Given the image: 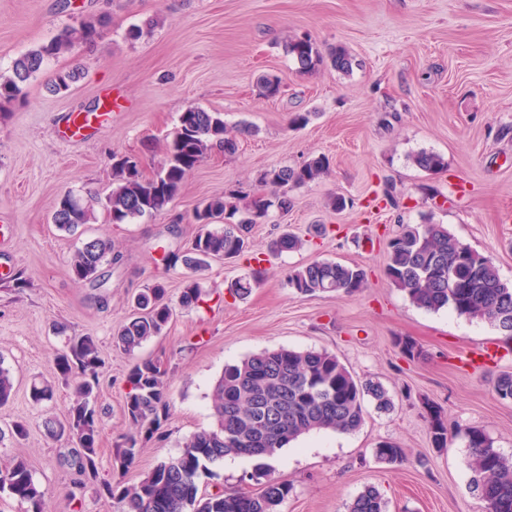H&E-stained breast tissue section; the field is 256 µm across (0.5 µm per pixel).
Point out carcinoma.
<instances>
[{"label":"carcinoma","mask_w":512,"mask_h":512,"mask_svg":"<svg viewBox=\"0 0 512 512\" xmlns=\"http://www.w3.org/2000/svg\"><path fill=\"white\" fill-rule=\"evenodd\" d=\"M107 24L103 16L86 18L76 27L62 28L49 42L17 58L11 74L0 76V110L24 96L26 84L47 59L95 42ZM286 50L303 70L328 62L337 71L348 73L354 64L346 49L338 46L325 56L308 37L288 42ZM80 75L77 65L57 75L49 89L54 93L67 90ZM249 132L247 125L227 127L219 112L194 107L180 115L167 159L153 176H143L139 162L132 157L112 156L117 184L106 197L112 223L125 224L164 211L211 148L219 146L232 155L238 147V135ZM412 161L426 172L445 167L443 158L434 152H419ZM328 169L325 156H313L296 167L264 172L260 182L273 188L272 195H256L242 209L233 201V194L212 197L197 206L193 220L199 232L191 248L168 259L171 265L179 264L189 271L181 305L189 307L201 300L200 280L212 261L244 255L252 225L263 223L272 208L288 211L292 205L289 192L322 178ZM89 212V207L68 191L58 198L52 222L58 230L74 234L88 223ZM218 221L224 222L220 230L213 228ZM304 245L305 240L285 230L271 242L270 251H296ZM110 255V239H84L69 263L72 277L78 282H97ZM384 272L416 307L434 312L450 309L469 319L487 320L512 339V283L501 278L493 258L461 242L444 225H400L388 241ZM264 275V270L252 269L230 283V294L246 299ZM287 283L301 296L331 292L353 295L365 287V273L357 265L315 260L291 270ZM165 296L161 283L139 293L134 301L137 312L115 331L113 347L133 356L161 335L173 317ZM54 364L58 380L69 387V406L62 420L45 414L41 427L47 437L70 444L63 461L78 476L77 485L98 483L96 493L119 505V512H278L293 486L274 476L263 459L312 432L359 429L368 400L380 411L393 406L381 383L358 379L331 352L285 347L263 350L224 366L212 392L215 427L193 434L179 454L128 484L120 479H99L98 399L104 360L97 340L89 334L68 337L63 349L54 355ZM126 382L123 411L133 432L121 436L113 448L115 460L124 469L135 463L143 443L159 438L169 414L165 371L158 363L136 362ZM494 389L499 399L512 402V371L500 373ZM13 393L14 378L0 365V406L9 402ZM427 409L433 446L445 448L448 422L435 406L429 404ZM454 435L463 436L470 448L465 459L471 472L470 489L487 503V512H512V455L501 453L479 428L458 427ZM374 455L381 463L396 464L404 460L405 449L386 440L377 445ZM228 456L257 460L249 479L259 485V491L242 487L200 491V477L215 476L212 467ZM0 494L26 503L27 512H48L49 489L34 479L24 457L12 456L0 463ZM348 512H387V502L378 488L367 486L352 500Z\"/></svg>","instance_id":"1"}]
</instances>
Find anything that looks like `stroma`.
Masks as SVG:
<instances>
[{"mask_svg":"<svg viewBox=\"0 0 512 512\" xmlns=\"http://www.w3.org/2000/svg\"><path fill=\"white\" fill-rule=\"evenodd\" d=\"M101 13L110 24L94 45L46 60L24 98L0 113V225L10 227L0 252L28 280L14 289L0 276V364L15 379L13 397L0 406V428L29 424L26 439L0 440V460L29 461L51 493L50 512H110L95 485L75 489L59 462L64 443L40 426L46 408L60 415L68 406L67 388L54 382V351L65 338L53 323L100 344V475L128 483L214 426L211 393L225 365L264 349H325L353 375L382 383L394 407L380 412L366 404L356 432L312 433L272 457L275 475L294 487L280 512H347L369 485L384 495L387 512H486L469 487L464 438L433 447L426 406H437L449 424L484 429L495 448L512 455V403L494 391L497 375L512 371V342L490 323L415 307L384 267L399 225L431 222L492 257L512 282V0H0V73L61 28ZM149 18L156 27L128 39V29ZM298 37L323 50L344 47L356 64L346 74L327 65L300 73L286 51ZM77 63L82 77L66 92H49V82ZM264 77L281 79L278 96L262 95ZM108 98L116 104L90 140L62 137L63 116ZM192 107L253 131L239 138L234 155L211 151L167 210L113 223L106 208L113 155L134 157L153 175L181 113ZM297 112L309 113L305 127H292ZM421 151L441 155L445 169L417 168L412 157ZM320 154L330 160L328 175L294 189L290 211L270 210L252 229L251 250L264 254L266 275L248 299L227 291L250 270L241 257L214 262L201 280L202 300L180 306L186 272L165 258L190 247L194 209L232 192L263 193V172ZM67 191L96 195L84 233L109 237L117 256L102 267L103 285L70 274L80 242L52 222ZM336 195L346 198L344 210L331 208ZM313 224L326 225L327 234L301 250L268 254L283 226L303 234ZM323 259L360 266L366 287L314 296L288 287L290 269ZM158 282L174 316L129 357L113 348L112 333L131 313L133 296ZM401 338L414 341L421 356L405 357ZM491 345L505 356L482 364L478 356ZM137 357L165 370L169 417L163 438L124 470L113 448L128 430L122 404ZM42 381L55 384L48 406L31 398L32 384ZM384 440L405 449L403 463L376 460Z\"/></svg>","mask_w":512,"mask_h":512,"instance_id":"35a3bbf8","label":"stroma"}]
</instances>
